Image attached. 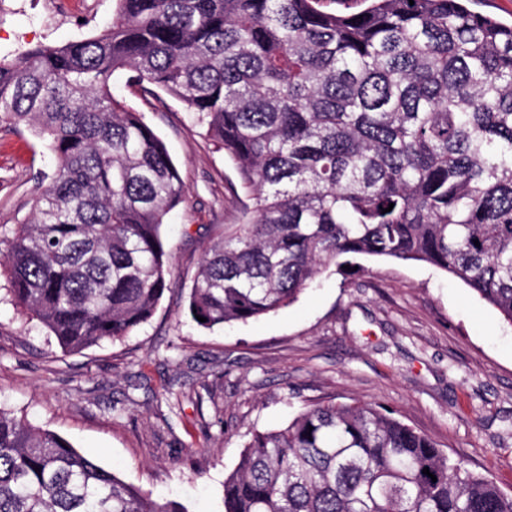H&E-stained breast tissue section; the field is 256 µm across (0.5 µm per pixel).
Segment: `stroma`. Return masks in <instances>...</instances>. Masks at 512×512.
Listing matches in <instances>:
<instances>
[{
	"label": "stroma",
	"mask_w": 512,
	"mask_h": 512,
	"mask_svg": "<svg viewBox=\"0 0 512 512\" xmlns=\"http://www.w3.org/2000/svg\"><path fill=\"white\" fill-rule=\"evenodd\" d=\"M115 0H0V59L111 25ZM142 112L186 187L168 218L172 276L129 336L63 353L16 303L0 269V406L56 432L152 498L224 512V478L249 433L307 404L358 400L399 411L438 448L512 493V326L468 286L423 262L329 265L288 307L205 329L188 300L209 224H237L248 198L220 146L164 92L112 80ZM55 158L33 130L0 127V239L31 214Z\"/></svg>",
	"instance_id": "stroma-1"
}]
</instances>
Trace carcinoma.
Returning a JSON list of instances; mask_svg holds the SVG:
<instances>
[{"label":"carcinoma","instance_id":"obj_1","mask_svg":"<svg viewBox=\"0 0 512 512\" xmlns=\"http://www.w3.org/2000/svg\"><path fill=\"white\" fill-rule=\"evenodd\" d=\"M363 4L117 0L100 33L0 59V123L56 162L0 259L62 351L128 336L170 288L184 183L118 71L182 101L249 192L242 223L208 225L196 325L287 307L347 256L430 264L512 324V24L471 0ZM0 512L184 509L0 407ZM224 512H512V494L393 409L315 403L250 433Z\"/></svg>","mask_w":512,"mask_h":512}]
</instances>
